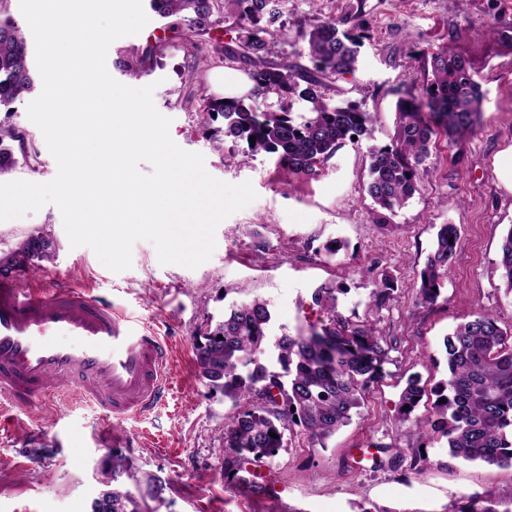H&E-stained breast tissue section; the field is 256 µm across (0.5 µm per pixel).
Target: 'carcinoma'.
Segmentation results:
<instances>
[{
	"label": "carcinoma",
	"instance_id": "obj_1",
	"mask_svg": "<svg viewBox=\"0 0 512 512\" xmlns=\"http://www.w3.org/2000/svg\"><path fill=\"white\" fill-rule=\"evenodd\" d=\"M281 2L222 0L225 12L248 23L236 42L243 53L226 47L224 57L246 60L255 88L245 99L208 100L201 112L204 117L222 114L224 135L247 142L248 154L274 155L288 172L313 176L345 140L367 134L372 123L370 113L359 105L331 104L325 98V89L336 77L355 70L365 29L344 31V20L334 18L292 29L278 23ZM150 5L159 16L176 17L196 32L209 26L214 0H150ZM293 30L305 43L310 68L287 57L275 64L267 61L275 45L288 42ZM423 65L431 78L420 94L408 90L399 97L391 143L369 148L367 192L375 205L390 212L402 208L417 191L432 139L442 135L448 145L458 144L474 132L480 112L483 95L468 58L446 46ZM32 88L26 40L14 21L0 19V105L15 102ZM271 93L277 95L278 107H262L261 100ZM294 98L307 105V112L297 118L288 108ZM6 138L18 143L20 153L28 151L24 134L1 128L0 173L16 165L13 150L1 147ZM459 239L457 225L439 226L420 272V303L432 305L440 297ZM23 255L30 266L49 262L53 241L40 232L32 234L1 256L0 264L17 263ZM500 268L511 294L512 228L502 241ZM393 292L388 281L377 282L372 301L382 307L393 299ZM312 303L325 320L294 335L271 341L272 313L265 301L254 299L230 308L224 320L195 344L200 377L237 406L224 423V477L250 484L256 495L266 486L249 467L276 457L297 431L325 445L351 423L364 392L385 377L386 365L392 362L391 340L374 325L341 315L336 289H318ZM443 351L447 378L429 389L420 377H409L400 394L396 423L439 434L453 458L512 468V332L503 329L492 312L479 309L444 337ZM421 405L426 407L423 414L417 413ZM271 432L277 437L269 436ZM407 458L412 469L428 461L419 447L398 448L388 466L395 470ZM108 497L112 512H144L122 485L112 486ZM451 512H512V501L491 491L463 494Z\"/></svg>",
	"mask_w": 512,
	"mask_h": 512
}]
</instances>
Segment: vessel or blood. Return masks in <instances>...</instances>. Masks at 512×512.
<instances>
[{"mask_svg": "<svg viewBox=\"0 0 512 512\" xmlns=\"http://www.w3.org/2000/svg\"><path fill=\"white\" fill-rule=\"evenodd\" d=\"M170 349L160 333L84 289L0 280V395L72 394L119 418L160 403Z\"/></svg>", "mask_w": 512, "mask_h": 512, "instance_id": "1", "label": "vessel or blood"}]
</instances>
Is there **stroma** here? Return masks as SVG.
<instances>
[{"label":"stroma","instance_id":"obj_1","mask_svg":"<svg viewBox=\"0 0 512 512\" xmlns=\"http://www.w3.org/2000/svg\"><path fill=\"white\" fill-rule=\"evenodd\" d=\"M351 17L369 33L353 73L325 92L372 115L371 134L344 142L317 175L298 176L259 154L241 161V142L200 121L213 98L210 75L224 66V45L240 32L235 16L214 11L196 34L173 19L114 41L110 75L132 87L154 85V104L170 118L173 141L201 153L215 178L251 182L257 198L223 220L210 260L196 269L163 265L151 242L137 241L130 269L115 273L86 246L71 248L54 205L0 222V252L32 233L54 240V259L32 267L46 282L91 289L165 335L171 388L154 409L120 419L72 397L10 408L0 396V512H91L113 456L130 467L125 485L149 512H450L463 494L494 490L512 499V470L450 458L445 439L396 427L399 396L410 375L427 384L446 375L442 341L474 311L496 312L512 332V295L498 266L512 229V0H288L287 22ZM499 26L488 38L486 25ZM451 45L472 62L483 93L480 122L456 148L431 147L418 190L396 212L367 194L369 146L395 134L400 90H422L423 57ZM31 95L0 106V127L25 132L35 153L10 171L44 183L57 164L29 120ZM455 224L460 242L437 303L417 302L419 274L439 225ZM395 288L388 307L374 305L375 280ZM338 290V310L369 321L395 341L384 379L371 386L349 426L324 446L295 435L263 469L274 486L246 496L224 481L225 421L236 408L198 376L194 343L232 306L266 301L272 333L296 334L323 315L313 292ZM424 447L425 467L355 463L357 449Z\"/></svg>","mask_w":512,"mask_h":512}]
</instances>
